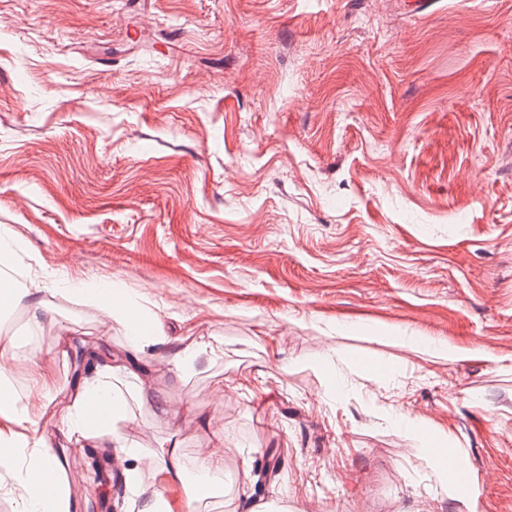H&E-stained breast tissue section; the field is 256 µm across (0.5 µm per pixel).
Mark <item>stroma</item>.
I'll use <instances>...</instances> for the list:
<instances>
[{"label": "stroma", "mask_w": 512, "mask_h": 512, "mask_svg": "<svg viewBox=\"0 0 512 512\" xmlns=\"http://www.w3.org/2000/svg\"><path fill=\"white\" fill-rule=\"evenodd\" d=\"M0 224L12 276L131 289L170 338L55 293L40 333L0 318L16 388L56 382L36 428L76 512L182 500L215 455L200 512H512V0H0ZM202 338L223 352L177 377ZM109 355L144 377L118 430L185 467L133 498L61 433ZM216 350L217 345L212 342H202L192 347H186L173 358L172 364L175 374L178 377L190 374L194 370L195 360L200 352L208 351L212 354ZM397 423L413 441L425 443L427 432L417 415L400 412L397 415ZM426 449L431 453L432 458L435 460L437 464L438 472L442 477L440 480L442 491L446 493L448 491V470H450L448 461L453 457V455L448 453L447 455L439 456L435 455L432 452L431 448ZM450 465L454 470L457 471L458 474H463L467 469V464L464 458L459 456L452 458L450 460ZM198 484L195 486V494L187 495L184 503H181L180 511L196 512L195 503L210 496L217 480L224 474L223 457H212L197 464Z\"/></svg>", "instance_id": "35a3bbf8"}]
</instances>
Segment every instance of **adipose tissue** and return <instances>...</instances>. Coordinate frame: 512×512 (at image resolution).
<instances>
[{"instance_id":"obj_1","label":"adipose tissue","mask_w":512,"mask_h":512,"mask_svg":"<svg viewBox=\"0 0 512 512\" xmlns=\"http://www.w3.org/2000/svg\"><path fill=\"white\" fill-rule=\"evenodd\" d=\"M19 242L8 225H0V311L11 309L22 299H31L30 321L40 329L52 311L43 300L49 289L77 297L81 303L103 307L107 318L127 329L133 346H160L167 334L162 322L150 315L140 297L123 288L104 289L88 283L56 281L54 286L31 280L18 285L10 276ZM8 349L0 350V418L16 425V432L0 434V469L7 471L19 492V512H69L65 480L57 467V456L43 437L31 434L37 418L52 400L55 381L41 376L26 393H18L13 384ZM142 387L128 381L125 368L105 365L87 378L61 419L67 434L113 447L132 462L122 471L126 488L137 492L142 465L159 467L172 477H180L183 463L176 447L160 444L142 448L116 428L117 421L128 416L130 401L141 398Z\"/></svg>"}]
</instances>
